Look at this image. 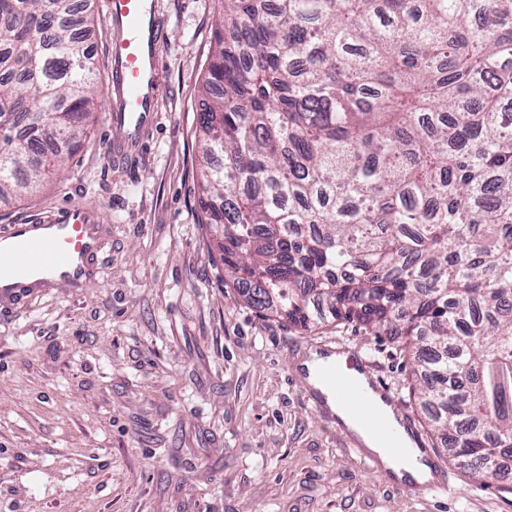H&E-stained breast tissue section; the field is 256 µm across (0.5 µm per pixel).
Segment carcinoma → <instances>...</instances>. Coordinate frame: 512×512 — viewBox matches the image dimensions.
I'll list each match as a JSON object with an SVG mask.
<instances>
[{"instance_id": "carcinoma-1", "label": "carcinoma", "mask_w": 512, "mask_h": 512, "mask_svg": "<svg viewBox=\"0 0 512 512\" xmlns=\"http://www.w3.org/2000/svg\"><path fill=\"white\" fill-rule=\"evenodd\" d=\"M74 0H0V197L94 109ZM199 119L205 223L251 306L415 355L454 457L512 443V0H224Z\"/></svg>"}]
</instances>
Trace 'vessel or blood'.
<instances>
[{
	"label": "vessel or blood",
	"instance_id": "vessel-or-blood-1",
	"mask_svg": "<svg viewBox=\"0 0 512 512\" xmlns=\"http://www.w3.org/2000/svg\"><path fill=\"white\" fill-rule=\"evenodd\" d=\"M106 6L109 26L121 31L108 45L112 82L119 97L111 115L112 126L120 140L137 144L156 118L159 24L147 0H106ZM92 221V210L60 208L47 218L12 224L0 232V300L12 303L22 294L49 284L78 287L84 257L99 246L98 238L89 232ZM316 350L319 362L308 367L296 364L292 374L317 412H327V401L332 398L346 403L359 420L365 421L376 412L371 393L390 401V394L379 382H372L370 391H363L336 361L337 355L343 354L348 360L364 363L361 352L333 340L320 342ZM403 428L419 462L430 469L424 489L446 490L445 474L416 424L407 420Z\"/></svg>",
	"mask_w": 512,
	"mask_h": 512
}]
</instances>
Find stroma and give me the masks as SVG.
<instances>
[{"label": "stroma", "instance_id": "35a3bbf8", "mask_svg": "<svg viewBox=\"0 0 512 512\" xmlns=\"http://www.w3.org/2000/svg\"><path fill=\"white\" fill-rule=\"evenodd\" d=\"M158 121L112 156L105 0H83L98 109L60 177L0 198V229L62 206L97 212L84 288L0 304V512H512L445 448L450 491L393 488L288 379L333 339L363 353L420 425L412 362L359 322L308 330L249 305L204 225L198 117L224 0H154Z\"/></svg>", "mask_w": 512, "mask_h": 512}]
</instances>
